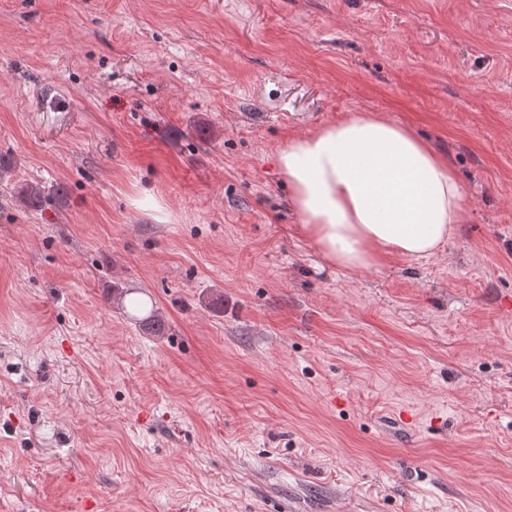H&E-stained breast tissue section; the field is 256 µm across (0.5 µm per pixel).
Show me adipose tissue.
<instances>
[{
    "instance_id": "obj_1",
    "label": "adipose tissue",
    "mask_w": 512,
    "mask_h": 512,
    "mask_svg": "<svg viewBox=\"0 0 512 512\" xmlns=\"http://www.w3.org/2000/svg\"><path fill=\"white\" fill-rule=\"evenodd\" d=\"M278 164L306 238L340 268L432 259L467 215L447 160L407 126L375 113L289 139Z\"/></svg>"
}]
</instances>
